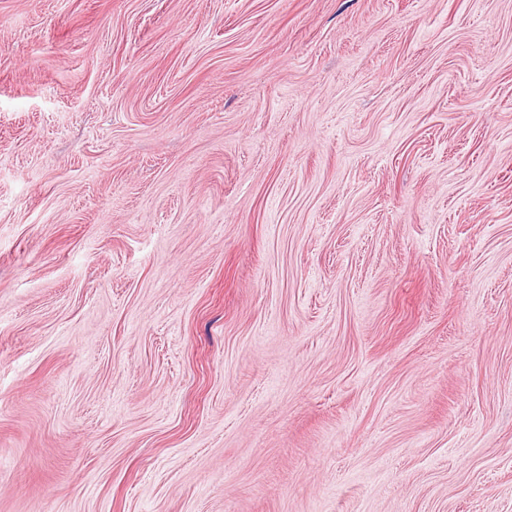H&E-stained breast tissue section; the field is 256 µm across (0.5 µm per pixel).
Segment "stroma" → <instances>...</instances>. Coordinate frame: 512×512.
Instances as JSON below:
<instances>
[{
    "label": "stroma",
    "instance_id": "obj_1",
    "mask_svg": "<svg viewBox=\"0 0 512 512\" xmlns=\"http://www.w3.org/2000/svg\"><path fill=\"white\" fill-rule=\"evenodd\" d=\"M0 512H512V0H0Z\"/></svg>",
    "mask_w": 512,
    "mask_h": 512
}]
</instances>
